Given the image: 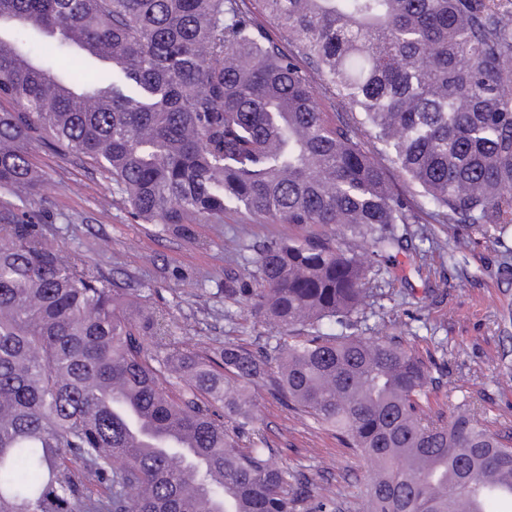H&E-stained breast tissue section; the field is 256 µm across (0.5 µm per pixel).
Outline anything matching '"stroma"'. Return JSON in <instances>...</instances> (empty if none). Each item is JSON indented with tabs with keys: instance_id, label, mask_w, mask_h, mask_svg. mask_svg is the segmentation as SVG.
Masks as SVG:
<instances>
[{
	"instance_id": "obj_1",
	"label": "stroma",
	"mask_w": 512,
	"mask_h": 512,
	"mask_svg": "<svg viewBox=\"0 0 512 512\" xmlns=\"http://www.w3.org/2000/svg\"><path fill=\"white\" fill-rule=\"evenodd\" d=\"M36 162L44 181L34 207L46 231L139 295L132 314L147 306L170 315L188 345L211 351L227 343L266 342L270 325L246 304L225 299L224 279L253 270L257 245L296 235V228L233 212L179 232L141 224L111 178L84 161L40 151ZM415 230L417 256H399L397 267L375 282L378 302L392 322L369 317L367 335L447 339L440 412L450 415L462 392L482 390L486 398L475 421H512V387L496 384L498 354L512 349V321L506 319L512 314V280L499 275L502 261L512 255V235L496 242L462 228L453 240L444 224H419ZM201 288L208 292L204 303L196 298ZM252 394L253 416L273 450V463L311 470L317 492L351 497L368 474L365 460L342 447L334 431L270 398L264 387H253Z\"/></svg>"
}]
</instances>
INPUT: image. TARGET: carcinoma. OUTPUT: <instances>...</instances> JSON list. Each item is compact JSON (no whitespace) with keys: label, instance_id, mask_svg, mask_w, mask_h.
I'll use <instances>...</instances> for the list:
<instances>
[{"label":"carcinoma","instance_id":"obj_1","mask_svg":"<svg viewBox=\"0 0 512 512\" xmlns=\"http://www.w3.org/2000/svg\"><path fill=\"white\" fill-rule=\"evenodd\" d=\"M37 144L111 175L144 224L304 229L224 282L273 341L213 358L132 318L12 202L39 195ZM0 191V512L512 505V427L474 423L469 393L431 411L445 343L356 331L416 250L399 225L512 228V0H0ZM253 383L370 463L354 500L271 463Z\"/></svg>","mask_w":512,"mask_h":512}]
</instances>
